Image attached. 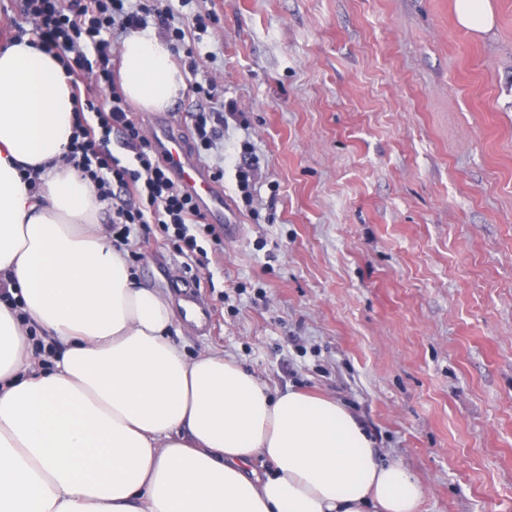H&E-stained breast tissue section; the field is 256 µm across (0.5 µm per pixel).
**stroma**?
<instances>
[{"label":"stroma","instance_id":"stroma-1","mask_svg":"<svg viewBox=\"0 0 512 512\" xmlns=\"http://www.w3.org/2000/svg\"><path fill=\"white\" fill-rule=\"evenodd\" d=\"M456 0H198L202 75L244 112L252 206L220 188L237 238L211 253L210 330L277 392L336 399L420 512H512V0L461 27ZM177 300L158 227L125 248Z\"/></svg>","mask_w":512,"mask_h":512}]
</instances>
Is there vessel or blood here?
Returning <instances> with one entry per match:
<instances>
[{
	"mask_svg": "<svg viewBox=\"0 0 512 512\" xmlns=\"http://www.w3.org/2000/svg\"><path fill=\"white\" fill-rule=\"evenodd\" d=\"M153 140L167 164L178 174L182 184L207 209L212 223L223 225L228 237H237L240 226L230 204L217 187L206 167L188 150L181 131L165 121H156ZM182 314L196 328L208 329L212 314L199 300L197 285L185 280L178 285Z\"/></svg>",
	"mask_w": 512,
	"mask_h": 512,
	"instance_id": "obj_1",
	"label": "vessel or blood"
}]
</instances>
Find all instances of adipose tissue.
I'll return each mask as SVG.
<instances>
[{
	"mask_svg": "<svg viewBox=\"0 0 512 512\" xmlns=\"http://www.w3.org/2000/svg\"><path fill=\"white\" fill-rule=\"evenodd\" d=\"M121 53L144 109L184 90L155 28ZM74 119L54 51L0 47V284L22 302H0V512H419L411 474L343 405L172 342L173 304L136 282L104 202L61 163Z\"/></svg>",
	"mask_w": 512,
	"mask_h": 512,
	"instance_id": "1",
	"label": "adipose tissue"
}]
</instances>
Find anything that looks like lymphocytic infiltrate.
<instances>
[{"mask_svg":"<svg viewBox=\"0 0 512 512\" xmlns=\"http://www.w3.org/2000/svg\"><path fill=\"white\" fill-rule=\"evenodd\" d=\"M191 2L20 0L19 12L41 44L53 45L72 84L76 123L66 162L88 178L106 201L113 231L125 242L138 228L159 225L179 254L205 268L210 264L208 246L200 239L205 236L211 244L221 245V231L208 222L196 199L164 164L136 121L115 74L118 40L153 20L170 40L188 43L183 65L198 73L202 54L192 40L207 24L202 13L186 14ZM193 90L207 105L191 115L192 151L215 154L214 181H223L225 167H232L244 202L252 203L250 186L256 172L252 145L244 141L236 148L225 147L224 104L216 100L213 82L194 83ZM116 132L132 152L135 166L123 165L114 155Z\"/></svg>","mask_w":512,"mask_h":512,"instance_id":"obj_1","label":"lymphocytic infiltrate"}]
</instances>
